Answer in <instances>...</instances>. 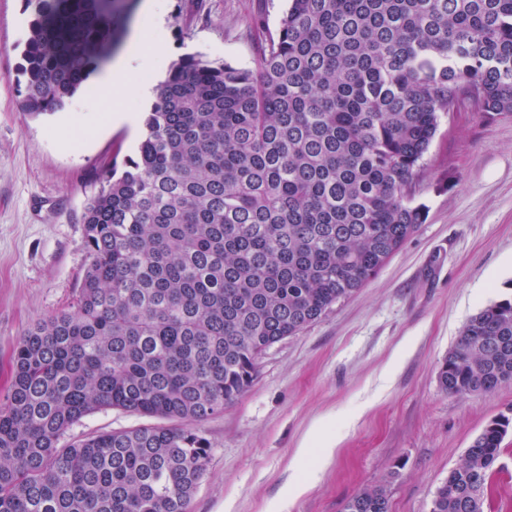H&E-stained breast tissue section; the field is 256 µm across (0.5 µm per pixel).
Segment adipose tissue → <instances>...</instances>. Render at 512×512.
<instances>
[{
	"label": "adipose tissue",
	"instance_id": "obj_1",
	"mask_svg": "<svg viewBox=\"0 0 512 512\" xmlns=\"http://www.w3.org/2000/svg\"><path fill=\"white\" fill-rule=\"evenodd\" d=\"M143 11L152 24L155 34L151 40H143L140 35H132L123 53L98 77L100 86L111 92L114 105L111 121L116 126H135L138 115L126 105L128 98L149 102L154 96V85L143 81L129 83L131 73L152 70L165 57L169 43L163 31V5L161 0H144Z\"/></svg>",
	"mask_w": 512,
	"mask_h": 512
}]
</instances>
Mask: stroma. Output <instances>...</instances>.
<instances>
[{
	"label": "stroma",
	"mask_w": 512,
	"mask_h": 512,
	"mask_svg": "<svg viewBox=\"0 0 512 512\" xmlns=\"http://www.w3.org/2000/svg\"><path fill=\"white\" fill-rule=\"evenodd\" d=\"M170 60L251 65L256 11L276 28L287 0H166ZM23 0H0V403L11 351L39 318L70 309L89 265L82 216L113 156L137 138L112 127V100L90 81L55 113L22 109ZM414 199L425 222L349 299L272 346L257 378L199 423L210 445L191 512H266L290 473L310 476L289 512H343L391 478L390 512H430L436 488L494 419L512 418V384L444 392L440 362L467 320L512 296V112L461 107L442 117ZM336 439L325 467L295 462L316 421ZM103 409L66 440L147 424Z\"/></svg>",
	"instance_id": "1"
}]
</instances>
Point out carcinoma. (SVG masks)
<instances>
[{
	"instance_id": "obj_1",
	"label": "carcinoma",
	"mask_w": 512,
	"mask_h": 512,
	"mask_svg": "<svg viewBox=\"0 0 512 512\" xmlns=\"http://www.w3.org/2000/svg\"><path fill=\"white\" fill-rule=\"evenodd\" d=\"M22 108L57 112L112 53L125 0H23ZM254 66L178 59L135 156L82 217L76 306L17 341L0 404V512H190L211 448L197 424L252 386L276 343L349 298L424 222L420 163L441 117L512 112V0H289ZM463 396L512 383V299L438 369ZM103 408L167 420L60 444ZM493 420L431 512H485ZM384 480L344 512H389Z\"/></svg>"
}]
</instances>
